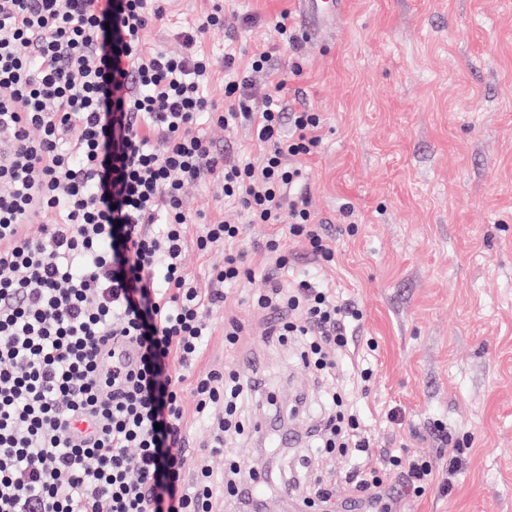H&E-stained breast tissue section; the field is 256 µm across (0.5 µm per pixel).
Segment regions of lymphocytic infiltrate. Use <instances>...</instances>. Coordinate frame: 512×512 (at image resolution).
<instances>
[{"instance_id":"1","label":"lymphocytic infiltrate","mask_w":512,"mask_h":512,"mask_svg":"<svg viewBox=\"0 0 512 512\" xmlns=\"http://www.w3.org/2000/svg\"><path fill=\"white\" fill-rule=\"evenodd\" d=\"M163 17L161 0H0V512H216L218 492L241 493L246 478L235 461L224 487L204 461L186 482L182 392L192 383L214 453L239 428L243 405H274L259 381L235 370L191 374L209 341L207 305L228 302L230 286L255 271L244 252L230 251L210 293L185 276V184L221 173L225 197L243 213L206 224L198 250L239 239L250 224H284L307 255L334 258L301 191L321 113L290 105L269 51L254 55L216 103L205 92L214 61L196 43L223 26L222 4L188 35L183 55L145 50L144 31ZM257 77L270 81L260 108L250 94ZM204 115L248 126L259 162L219 164L198 128ZM49 211L57 222L32 235L30 224ZM281 239L263 244L273 264L252 303L279 345L299 338L304 368L339 377L362 313L311 280L281 286ZM321 403L310 452L285 479L312 482L305 507L394 512L397 483L419 496L452 491L463 459L447 428L435 432L447 468L400 453L364 468L358 459L375 450L349 390ZM78 421L92 428L80 441L71 435ZM331 455L354 461L345 473L352 495L341 505L331 481L311 473L313 458Z\"/></svg>"}]
</instances>
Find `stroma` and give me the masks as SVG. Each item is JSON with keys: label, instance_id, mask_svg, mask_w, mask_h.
Wrapping results in <instances>:
<instances>
[{"label": "stroma", "instance_id": "35a3bbf8", "mask_svg": "<svg viewBox=\"0 0 512 512\" xmlns=\"http://www.w3.org/2000/svg\"><path fill=\"white\" fill-rule=\"evenodd\" d=\"M224 25L201 43L215 65L206 91L224 99V57L237 73L251 57L273 54L288 72V100L325 118L317 152L305 158L307 193L317 222L337 232L328 264L294 258L282 283L306 274L351 301L363 317L354 357L375 368L355 389L362 428L376 447L439 458L432 434L447 426L464 464L450 495L403 490L398 512H512V0H347L343 15L309 33L298 0H224ZM149 48L185 51L181 34L198 24L211 0H166ZM300 40L297 59L277 49L280 12ZM300 75H290L292 63ZM225 161L257 158L243 126L202 122ZM188 225L184 269L198 287L224 249L198 251L204 223L239 215L210 175L184 188ZM262 278L235 290L228 309L206 316L209 344L193 375L230 367L258 379L279 406L296 393L307 405L294 427L313 423L320 389L295 362V350L270 342L267 319L249 295ZM242 325L224 344V318ZM374 349H367L366 341ZM186 475L208 457L215 474L228 460L262 471L292 467L299 449L267 454L245 441L210 453V432L183 393ZM402 415L391 423L390 409Z\"/></svg>", "mask_w": 512, "mask_h": 512}]
</instances>
